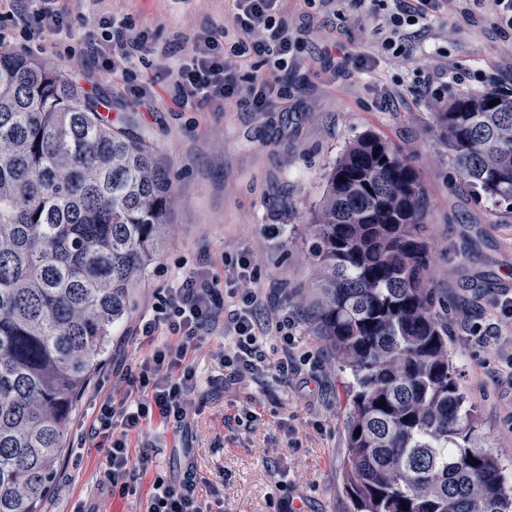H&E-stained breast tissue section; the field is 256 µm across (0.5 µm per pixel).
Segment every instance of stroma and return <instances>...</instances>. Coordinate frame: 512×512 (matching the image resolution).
<instances>
[{"instance_id":"1","label":"stroma","mask_w":512,"mask_h":512,"mask_svg":"<svg viewBox=\"0 0 512 512\" xmlns=\"http://www.w3.org/2000/svg\"><path fill=\"white\" fill-rule=\"evenodd\" d=\"M233 10V0H83L69 22H44L32 39L24 16L0 20L10 48L66 73L111 117L130 118L173 195L164 249L78 401L60 465L66 476L54 479L42 512H143L142 501L112 493L104 449L79 445L95 397L121 398V371L150 350L134 327L164 288L204 267L225 277L245 259L259 319L296 318L292 351L300 374L285 384L218 378L205 385L201 408L185 425L154 422L131 436L132 459L149 460L137 482L145 490L158 477L178 483L190 470L213 512H277L284 499L296 512H349L341 469L346 375L311 331L317 259L308 226L336 159L368 132L400 148L425 182L430 277L451 308L449 349L459 384L477 414L480 445L512 477V352L488 336L494 324L512 336V313L495 303L512 292V207L461 178L435 123L445 104L418 90L430 64L466 69L463 83L449 89L451 99L511 90L512 31L469 0H445L410 52L395 58L381 47L385 13L374 0L357 9L347 0H284L281 17L295 42L287 67L274 70L256 57L240 68L267 79V111L172 104V72L197 38L222 37ZM127 25L144 38L128 69L106 74L83 57L85 45ZM279 470L291 477L280 489Z\"/></svg>"}]
</instances>
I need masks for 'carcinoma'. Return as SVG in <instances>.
Segmentation results:
<instances>
[{"instance_id": "1", "label": "carcinoma", "mask_w": 512, "mask_h": 512, "mask_svg": "<svg viewBox=\"0 0 512 512\" xmlns=\"http://www.w3.org/2000/svg\"><path fill=\"white\" fill-rule=\"evenodd\" d=\"M100 107L0 44V512H42L66 424L166 232L169 179ZM436 122L462 178L512 204V95H462ZM428 208L409 158L366 134L311 224L313 332L350 372L345 491L353 512H512V483L472 443Z\"/></svg>"}]
</instances>
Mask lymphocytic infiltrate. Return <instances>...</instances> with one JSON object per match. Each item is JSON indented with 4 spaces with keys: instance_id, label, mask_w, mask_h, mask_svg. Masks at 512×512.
Masks as SVG:
<instances>
[{
    "instance_id": "lymphocytic-infiltrate-1",
    "label": "lymphocytic infiltrate",
    "mask_w": 512,
    "mask_h": 512,
    "mask_svg": "<svg viewBox=\"0 0 512 512\" xmlns=\"http://www.w3.org/2000/svg\"><path fill=\"white\" fill-rule=\"evenodd\" d=\"M232 25L240 35L225 45L207 39L196 45L192 55L179 66L167 87L170 101L178 106L191 103L237 101L266 111L269 105L266 80L258 75L240 80L233 66L237 59L262 54L278 66H286L295 42L279 19V0H234ZM442 0H395L387 17L384 42L396 47L408 27L417 25ZM248 264H240L234 287L228 288L225 312L214 303L216 277L199 271L167 288L161 300L139 320L135 333L153 348L126 370L120 400L104 396L97 403L96 417L85 432L91 445L105 449L106 467L113 488L120 495L135 496L139 488L129 480L132 467L129 436L141 432L153 417L181 426L198 408L204 372L243 383L260 376L277 383L287 382L299 368L290 353L294 321L284 315L265 323L257 322L259 305L256 289L250 288ZM220 332L223 342L208 353V367L199 370L198 353L207 336ZM278 334L280 344L267 348V338ZM195 475L186 473L182 485L156 478L147 494L145 512H203L194 493Z\"/></svg>"
}]
</instances>
